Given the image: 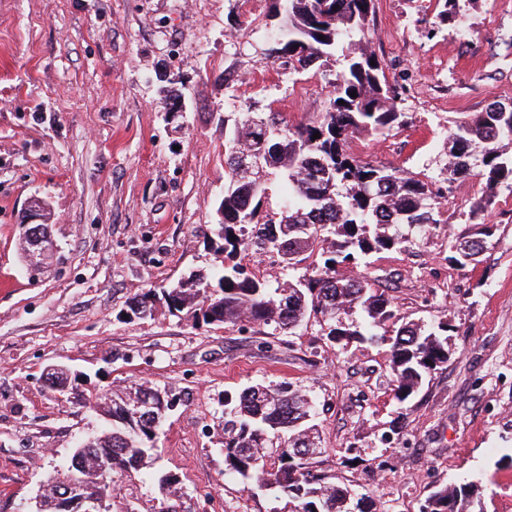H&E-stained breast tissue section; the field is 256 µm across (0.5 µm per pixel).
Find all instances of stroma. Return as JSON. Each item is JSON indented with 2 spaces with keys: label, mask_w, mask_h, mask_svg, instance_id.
<instances>
[{
  "label": "stroma",
  "mask_w": 512,
  "mask_h": 512,
  "mask_svg": "<svg viewBox=\"0 0 512 512\" xmlns=\"http://www.w3.org/2000/svg\"><path fill=\"white\" fill-rule=\"evenodd\" d=\"M436 0H377L374 48L406 84L405 126L349 143L360 161L426 178L450 159L456 120L512 100V0H460L467 35L434 27ZM275 0H0V512L36 496L104 422L83 396L149 382L175 406L152 464L124 481L142 512L180 480L185 512H284L266 488L225 475L224 402L284 382L314 400L336 483L379 512H421L431 491L481 482L482 512H512V193L487 221L474 264L450 257L472 234L477 179L457 181L436 231L407 249L348 265L391 299L395 323L448 320V361L406 401L394 396L390 345L331 344L317 321L270 335L207 325L158 304L130 315L137 291L162 292L215 262L224 196V115L325 111L321 71L290 73L267 55ZM44 200L58 249L21 255V217ZM51 365L80 372L55 397Z\"/></svg>",
  "instance_id": "1"
}]
</instances>
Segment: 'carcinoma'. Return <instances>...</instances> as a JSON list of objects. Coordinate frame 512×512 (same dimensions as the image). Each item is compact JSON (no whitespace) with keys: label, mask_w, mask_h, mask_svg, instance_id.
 Instances as JSON below:
<instances>
[{"label":"carcinoma","mask_w":512,"mask_h":512,"mask_svg":"<svg viewBox=\"0 0 512 512\" xmlns=\"http://www.w3.org/2000/svg\"><path fill=\"white\" fill-rule=\"evenodd\" d=\"M284 24L270 49L288 56L294 73L321 67L336 58L328 107L296 125L278 112L260 115L250 109L224 115V155L228 168L219 210L224 220L213 225L215 251L224 263L206 274L191 273L162 296L153 290L136 294L131 311L153 315L158 300L171 312H186L195 321L236 325L247 322L290 334L312 318L329 325L332 342L347 343L374 335L393 317L385 293L368 280L347 276L338 266L373 253L405 248L437 228V185L474 176L482 185L469 206L471 237L490 236L486 216L501 190L512 191V103H496L456 121L451 129L454 162L424 181L401 169L362 163L347 145L362 133L384 134L405 124L397 107L401 93L389 82L385 65L373 48L376 0H277ZM443 23L460 24L459 0H438ZM357 92L351 97V92ZM320 138H313L314 133ZM260 164L243 168L240 153ZM283 187L282 209L263 213L269 186ZM276 253L295 270L305 255L322 251V263L288 286H271L249 273L237 256L247 250ZM359 309L367 316L347 325L337 316ZM395 398L403 402L426 378L448 362V321L433 327L409 321L389 337ZM133 402L161 405L158 389L135 383L112 394L108 430L71 458L57 474L59 482L98 466L100 451L112 449V498L121 483L151 459L152 421L128 418ZM224 474L254 480L287 499L288 512H376L366 497L331 481L318 469L320 435L311 398L290 383L254 384L224 405ZM480 505L475 482L450 484L430 492L423 512H475Z\"/></svg>","instance_id":"cac0c4a2"}]
</instances>
